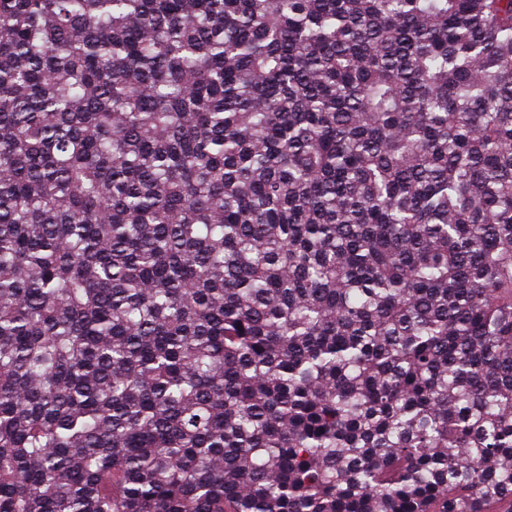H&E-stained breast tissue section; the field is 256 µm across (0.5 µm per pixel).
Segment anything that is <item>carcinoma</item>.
<instances>
[{
	"mask_svg": "<svg viewBox=\"0 0 512 512\" xmlns=\"http://www.w3.org/2000/svg\"><path fill=\"white\" fill-rule=\"evenodd\" d=\"M0 512H512V0H0Z\"/></svg>",
	"mask_w": 512,
	"mask_h": 512,
	"instance_id": "carcinoma-1",
	"label": "carcinoma"
}]
</instances>
